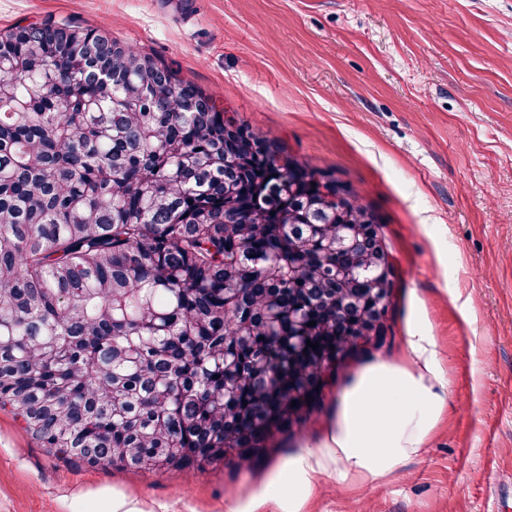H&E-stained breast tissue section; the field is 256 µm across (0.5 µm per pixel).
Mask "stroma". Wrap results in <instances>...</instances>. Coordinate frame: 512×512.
<instances>
[{"instance_id":"1","label":"stroma","mask_w":512,"mask_h":512,"mask_svg":"<svg viewBox=\"0 0 512 512\" xmlns=\"http://www.w3.org/2000/svg\"><path fill=\"white\" fill-rule=\"evenodd\" d=\"M70 21L178 71L289 153L350 183L395 267L387 342L349 360L266 456L205 470L57 461L0 408V512H224L335 419L422 306L448 380L417 454L372 483L320 478L301 512H512V0H0V30Z\"/></svg>"}]
</instances>
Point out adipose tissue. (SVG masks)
Returning a JSON list of instances; mask_svg holds the SVG:
<instances>
[{"label": "adipose tissue", "mask_w": 512, "mask_h": 512, "mask_svg": "<svg viewBox=\"0 0 512 512\" xmlns=\"http://www.w3.org/2000/svg\"><path fill=\"white\" fill-rule=\"evenodd\" d=\"M447 390L438 344L427 325L417 323L400 362L366 368L344 392L323 439L278 468L258 496L227 512H259L269 502L280 512H300L321 476L344 484L394 472L422 448L445 409Z\"/></svg>", "instance_id": "adipose-tissue-1"}]
</instances>
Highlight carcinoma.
<instances>
[{
	"label": "carcinoma",
	"mask_w": 512,
	"mask_h": 512,
	"mask_svg": "<svg viewBox=\"0 0 512 512\" xmlns=\"http://www.w3.org/2000/svg\"><path fill=\"white\" fill-rule=\"evenodd\" d=\"M365 223L333 175L137 48L0 31V406L55 455H265L378 309L336 245Z\"/></svg>",
	"instance_id": "carcinoma-1"
}]
</instances>
